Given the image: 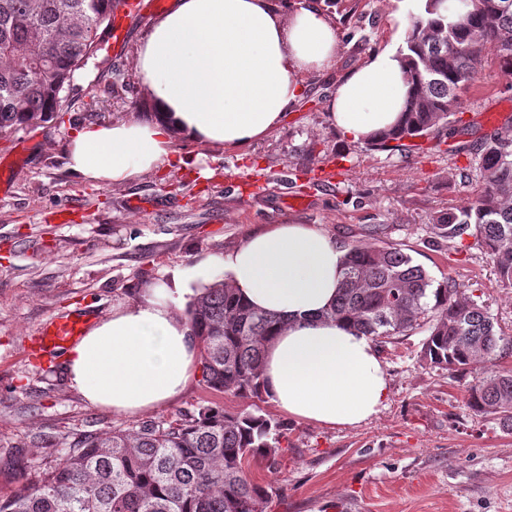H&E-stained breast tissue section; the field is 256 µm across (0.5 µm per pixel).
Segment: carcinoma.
<instances>
[{"label":"carcinoma","instance_id":"carcinoma-1","mask_svg":"<svg viewBox=\"0 0 512 512\" xmlns=\"http://www.w3.org/2000/svg\"><path fill=\"white\" fill-rule=\"evenodd\" d=\"M118 0H0V134L44 119L62 106L74 73L101 50L102 28ZM399 53L410 95L402 123L373 145L411 152L460 108V92L487 54L512 72V0H425ZM482 193L433 217L455 245L465 237L512 287V138H482L475 157ZM186 316L201 346L204 386L263 398L265 346L283 321L243 304L224 281L190 297ZM325 316L351 322L377 343L427 327L421 356L458 375L490 367L466 386L469 408L512 431V370L497 367L512 338L479 295L433 279L393 244L347 249L344 281ZM285 426L262 413L200 405L166 421L143 420L69 442L36 482L0 489V512H264L273 488L249 472L253 462L279 467Z\"/></svg>","mask_w":512,"mask_h":512}]
</instances>
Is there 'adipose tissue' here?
Segmentation results:
<instances>
[{"mask_svg": "<svg viewBox=\"0 0 512 512\" xmlns=\"http://www.w3.org/2000/svg\"><path fill=\"white\" fill-rule=\"evenodd\" d=\"M338 48L329 18L305 0L279 9L269 0H173L137 53L152 114L82 129L69 167L120 183L162 164L183 165L172 148L176 135L201 146L248 147L300 98L301 74L330 66ZM408 90L402 56L378 50L337 83L330 120L343 136L367 141L395 125ZM345 254L311 225L272 224L223 261L229 288L283 321L266 347L267 397L290 418L327 427L368 421L389 390L373 341L324 316L338 296ZM199 358L187 317L161 287L91 328L66 352L63 369L90 406L140 414L180 394Z\"/></svg>", "mask_w": 512, "mask_h": 512, "instance_id": "1", "label": "adipose tissue"}]
</instances>
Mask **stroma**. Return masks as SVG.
<instances>
[{
    "label": "stroma",
    "mask_w": 512,
    "mask_h": 512,
    "mask_svg": "<svg viewBox=\"0 0 512 512\" xmlns=\"http://www.w3.org/2000/svg\"><path fill=\"white\" fill-rule=\"evenodd\" d=\"M332 14L339 52L303 74L304 92L285 119L248 148L229 151L174 137L185 157L130 182L86 179L67 167L75 134L88 126L141 119L152 111L136 52L157 19H126L124 40L105 45L78 70L53 117L0 136V161L15 169L0 192V488L16 474L37 479L88 432L133 423L88 405L66 379L61 356L36 338L52 317L88 310L89 324L148 288L184 277L180 304L208 265L224 279V256L271 224H310L342 247L378 239L400 247L434 282L454 280L481 294L512 333V288L482 251L449 247L431 218L481 186L473 159L481 138L512 130V73L486 55L478 79L460 94L459 120L420 153L381 151L341 137L325 104L337 82L371 53L401 46L415 0H350ZM334 172L335 183L320 179ZM418 329L380 347L389 395L374 418L352 427L291 419L270 400L207 390L193 379L176 399L148 411L168 420L212 402L262 409L284 422L288 440L277 471L251 466L275 490L265 512H512V433L474 416L456 375L426 365Z\"/></svg>",
    "instance_id": "1"
}]
</instances>
